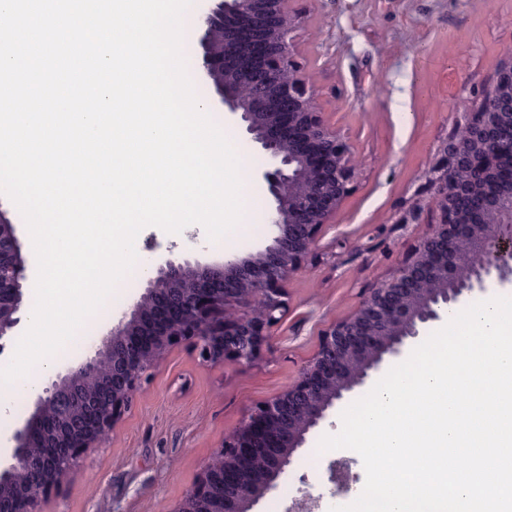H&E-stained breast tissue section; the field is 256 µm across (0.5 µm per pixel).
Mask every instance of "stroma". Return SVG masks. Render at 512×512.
<instances>
[{
  "label": "stroma",
  "mask_w": 512,
  "mask_h": 512,
  "mask_svg": "<svg viewBox=\"0 0 512 512\" xmlns=\"http://www.w3.org/2000/svg\"><path fill=\"white\" fill-rule=\"evenodd\" d=\"M296 44L310 65L329 121L353 146L352 187L325 225L307 267L287 284L289 309L251 364L203 362L189 343L173 347L144 380L130 412L110 439L88 454L50 512H172L255 404L296 383L325 331L352 316L367 288L388 279L425 232L397 219L464 112L492 84L512 47V0H300ZM225 124L242 160L244 218L225 239L204 230L170 234L145 227L135 242L136 276L148 259L190 253L208 262L265 244L270 199L254 177L265 158L234 123ZM339 416L310 434L277 490L257 512H285L310 495L324 512L348 504L332 493L330 466L343 461L355 488L365 485L360 456L318 452Z\"/></svg>",
  "instance_id": "1"
}]
</instances>
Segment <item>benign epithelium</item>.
<instances>
[{
  "label": "benign epithelium",
  "mask_w": 512,
  "mask_h": 512,
  "mask_svg": "<svg viewBox=\"0 0 512 512\" xmlns=\"http://www.w3.org/2000/svg\"><path fill=\"white\" fill-rule=\"evenodd\" d=\"M297 0H207L194 30L202 103L233 121L266 158L258 177L272 203L269 244L219 261L189 254L152 263L141 293L88 354L54 371L33 411L0 445V512H47L131 408L145 374L191 342L206 362L253 363L288 310L286 284L304 269L322 228L351 190L355 157L325 118L298 61ZM426 194L397 220L423 224L393 277L326 333L300 379L255 406L173 512H255L277 488L307 435L350 393L404 358L433 323L466 298L512 288V50L495 67L477 110L436 148ZM30 262L14 224L0 225V354L20 326ZM332 465L334 495L349 486ZM305 495L286 512H316Z\"/></svg>",
  "instance_id": "benign-epithelium-1"
}]
</instances>
